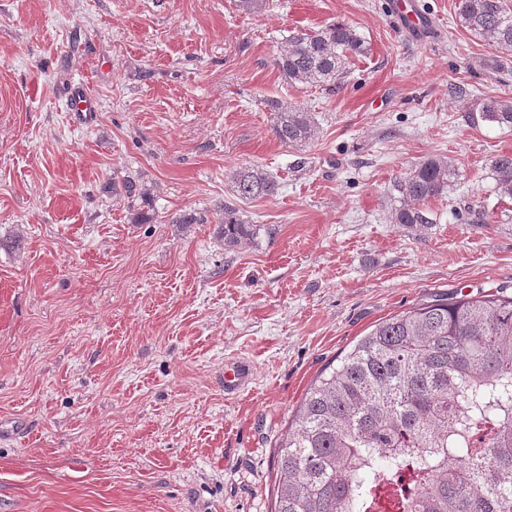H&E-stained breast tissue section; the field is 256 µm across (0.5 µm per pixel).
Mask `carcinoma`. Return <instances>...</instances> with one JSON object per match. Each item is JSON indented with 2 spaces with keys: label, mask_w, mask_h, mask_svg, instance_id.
I'll return each mask as SVG.
<instances>
[{
  "label": "carcinoma",
  "mask_w": 512,
  "mask_h": 512,
  "mask_svg": "<svg viewBox=\"0 0 512 512\" xmlns=\"http://www.w3.org/2000/svg\"><path fill=\"white\" fill-rule=\"evenodd\" d=\"M459 25L512 51V0H461ZM370 46L336 21L288 36L274 58L292 86L334 90ZM282 144L315 138L309 112L262 101ZM483 121L512 128V101L486 98ZM495 191L512 198V154L490 160ZM454 169L428 156L395 181L397 224H431L427 203ZM240 200L273 196L278 182L258 165L235 169ZM236 203H224L221 238L254 240ZM271 512H512V297L439 298L388 318L325 369L278 444Z\"/></svg>",
  "instance_id": "carcinoma-1"
}]
</instances>
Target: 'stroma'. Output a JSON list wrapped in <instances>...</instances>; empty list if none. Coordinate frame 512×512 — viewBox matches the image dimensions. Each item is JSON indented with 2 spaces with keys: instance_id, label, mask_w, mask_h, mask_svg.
Masks as SVG:
<instances>
[{
  "instance_id": "stroma-1",
  "label": "stroma",
  "mask_w": 512,
  "mask_h": 512,
  "mask_svg": "<svg viewBox=\"0 0 512 512\" xmlns=\"http://www.w3.org/2000/svg\"><path fill=\"white\" fill-rule=\"evenodd\" d=\"M417 5L415 34L391 0H0V512H269L325 368L417 304L512 296L489 170L512 129L477 118L512 101V51L458 26L460 0ZM337 20L371 46L345 84L283 82L284 38ZM267 98L316 139L276 140ZM431 155L455 170L432 223H394L395 179ZM249 165L279 190L243 202L267 231L228 250ZM238 357L252 379L228 395ZM252 365L244 358L226 362L224 365V392L236 394L249 382Z\"/></svg>"
}]
</instances>
